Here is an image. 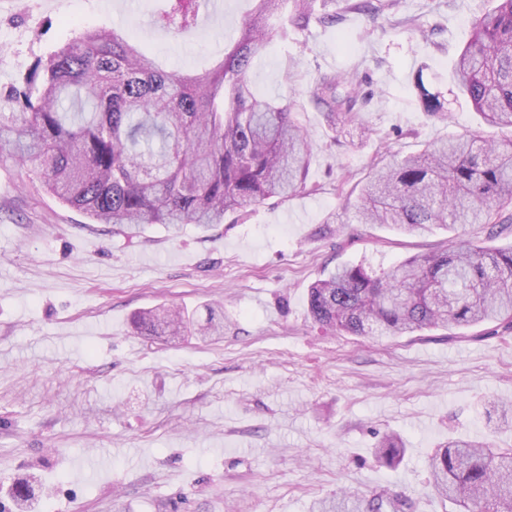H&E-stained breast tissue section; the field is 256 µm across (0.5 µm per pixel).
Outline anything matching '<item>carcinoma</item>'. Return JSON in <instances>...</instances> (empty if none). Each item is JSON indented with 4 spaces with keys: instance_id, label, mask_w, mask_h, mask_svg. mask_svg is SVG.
I'll return each mask as SVG.
<instances>
[{
    "instance_id": "1",
    "label": "carcinoma",
    "mask_w": 512,
    "mask_h": 512,
    "mask_svg": "<svg viewBox=\"0 0 512 512\" xmlns=\"http://www.w3.org/2000/svg\"><path fill=\"white\" fill-rule=\"evenodd\" d=\"M154 24L173 34L192 30L199 0H167ZM293 3L291 23L304 29L313 0H257L232 49L202 74L166 72L125 33L81 30L35 59L21 81L0 95V155L29 168L62 203L127 236L147 224L207 229L269 198L304 187L310 142L296 103L260 100L246 79L251 61L287 31L272 22ZM452 81L486 124L512 129V0L473 24ZM355 72L325 74L313 97L331 127L363 128L355 109ZM424 112L447 109L417 71ZM359 224H393L420 235L434 226L506 228L512 207V137L468 132L434 142L401 161L373 166L351 203ZM312 319L358 336L389 337L427 328L448 330L487 321L512 329V248L490 249L459 235L448 247L414 255L380 275L342 265L308 292ZM191 324L177 309L134 318L144 336H179ZM224 322L210 311L196 333ZM399 438L385 436L376 459L397 464ZM432 488L460 512H512V448L451 440L428 457ZM377 494L361 505L352 494L318 501L313 512H383Z\"/></svg>"
}]
</instances>
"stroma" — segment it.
Wrapping results in <instances>:
<instances>
[{
    "instance_id": "1",
    "label": "stroma",
    "mask_w": 512,
    "mask_h": 512,
    "mask_svg": "<svg viewBox=\"0 0 512 512\" xmlns=\"http://www.w3.org/2000/svg\"><path fill=\"white\" fill-rule=\"evenodd\" d=\"M174 36L154 25L165 0H0V94L79 29L124 28L167 70L204 71L254 0ZM336 0L337 22L275 39L254 59V91L304 106L306 187L203 230L152 224L113 232L0 162V512L10 488H36L33 512H310L342 492H388L401 512H456L429 486L427 460L451 438L512 448L489 400L512 402V330L481 323L383 341L324 332L308 290L342 264L379 273L445 246L436 228L406 235L359 224L346 198L377 162L481 130L454 97L451 70L494 0H396L378 14ZM357 72L366 137L336 131L309 97L322 74ZM448 101L427 116L416 72ZM336 223H326L328 214ZM178 306L223 335L133 333L139 312ZM406 447L379 464L382 434Z\"/></svg>"
}]
</instances>
